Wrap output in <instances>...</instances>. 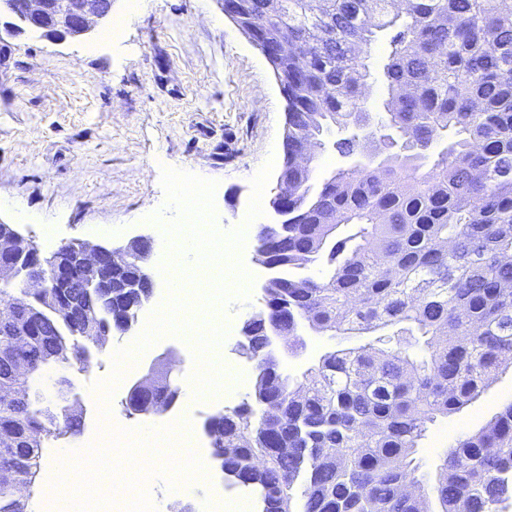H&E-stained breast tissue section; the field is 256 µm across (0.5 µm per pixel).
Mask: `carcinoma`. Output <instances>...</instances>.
I'll return each instance as SVG.
<instances>
[{
  "label": "carcinoma",
  "instance_id": "obj_1",
  "mask_svg": "<svg viewBox=\"0 0 512 512\" xmlns=\"http://www.w3.org/2000/svg\"><path fill=\"white\" fill-rule=\"evenodd\" d=\"M253 26L288 58V223L260 225L257 261L271 272L241 348L255 362L254 402L212 423L213 455L250 481L266 512H507L512 505V404L448 449L433 479L414 454L428 424L460 412L512 366V4L508 0H284ZM394 31L383 65L388 98L366 108L375 31ZM336 127L360 169L320 183L293 157ZM433 159L427 171L424 163ZM357 227L342 235L341 228ZM45 269L26 256L17 277ZM139 302L77 276L63 307L50 288L0 285V512L41 471L46 439L75 435L68 406L33 391L45 369H86ZM30 322L27 335L15 330ZM275 328L288 349L309 330L375 341L322 354L299 378L264 350ZM29 358L22 376L13 365ZM171 406L162 388L129 395L141 412ZM281 426L271 429L268 407ZM420 485L408 499L402 484Z\"/></svg>",
  "mask_w": 512,
  "mask_h": 512
}]
</instances>
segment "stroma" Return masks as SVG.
<instances>
[{
	"instance_id": "stroma-1",
	"label": "stroma",
	"mask_w": 512,
	"mask_h": 512,
	"mask_svg": "<svg viewBox=\"0 0 512 512\" xmlns=\"http://www.w3.org/2000/svg\"><path fill=\"white\" fill-rule=\"evenodd\" d=\"M126 0H114L113 18L121 34L106 41L104 25L86 35L53 41L28 30L0 43V222L14 225L43 253L61 244H124L132 236L160 238L162 226L154 213L171 218L161 184L163 167L176 168L216 181L215 223L223 232L245 227L240 253L252 280L244 299L229 307L197 308L186 317L196 323L229 326L217 346L225 364V381H238L239 400L207 395L187 409L182 429L203 432L207 418L253 398L255 364L240 356L236 341L244 320L262 303L265 270L252 248L259 224L272 220L264 209L258 223L245 224L252 195L251 180L272 163L264 191L272 198L276 171L283 162L286 103L268 61L232 21L217 0H144L139 13L126 11ZM53 225L46 236L45 225ZM172 252L155 248L150 267L154 298L143 306L129 334L112 333L95 351L92 365L72 367L65 377L79 397L76 413L81 432L48 442L44 463L63 448H83L94 423L113 433L99 444L101 467L112 474L100 484L98 496L108 501L136 491L148 512H194V501L163 498L162 480H176L185 471L209 470L206 496L224 493V474L212 455L188 452L175 465L126 470L123 461L145 431L167 425L168 416L150 418L126 405L131 385L150 368L169 369L170 381L184 387L195 368L192 346L185 336H167L139 354L125 370L109 402L110 416L100 419L97 382L113 370L114 352L128 336L140 335L155 300L163 295L162 263ZM512 403V369L497 379L462 411L431 425L420 443L423 470L434 473L448 448L462 435L483 428L504 405Z\"/></svg>"
}]
</instances>
